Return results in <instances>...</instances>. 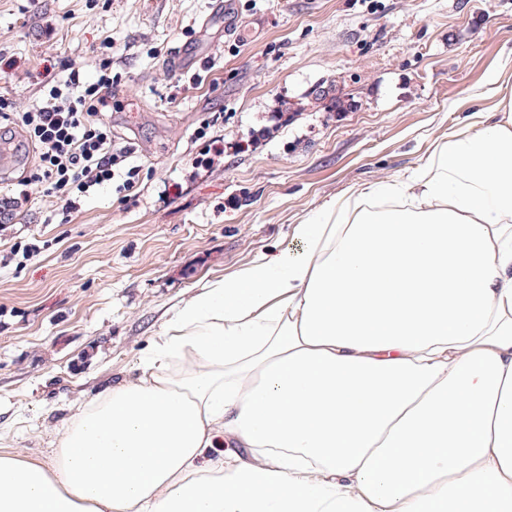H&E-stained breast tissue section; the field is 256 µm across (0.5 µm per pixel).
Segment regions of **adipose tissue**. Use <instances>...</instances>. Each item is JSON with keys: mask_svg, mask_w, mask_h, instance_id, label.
Masks as SVG:
<instances>
[{"mask_svg": "<svg viewBox=\"0 0 512 512\" xmlns=\"http://www.w3.org/2000/svg\"><path fill=\"white\" fill-rule=\"evenodd\" d=\"M177 310L0 512H512V100ZM232 441L252 449L216 462Z\"/></svg>", "mask_w": 512, "mask_h": 512, "instance_id": "adipose-tissue-1", "label": "adipose tissue"}]
</instances>
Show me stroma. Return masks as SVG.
<instances>
[{"label":"stroma","instance_id":"obj_1","mask_svg":"<svg viewBox=\"0 0 512 512\" xmlns=\"http://www.w3.org/2000/svg\"><path fill=\"white\" fill-rule=\"evenodd\" d=\"M0 0V92L41 101L43 70L96 80L112 57L109 117L146 177L136 204L92 196L70 223L36 194L0 235L45 241L0 269V452L49 462L63 423L134 378L182 303L292 235L349 188L407 177L469 113L512 94V0ZM185 50L197 71L175 69ZM498 71V87L486 83ZM355 101L339 112L316 87ZM224 154L190 174L207 113Z\"/></svg>","mask_w":512,"mask_h":512}]
</instances>
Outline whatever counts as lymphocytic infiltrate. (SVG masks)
I'll return each instance as SVG.
<instances>
[{
	"label": "lymphocytic infiltrate",
	"instance_id": "obj_1",
	"mask_svg": "<svg viewBox=\"0 0 512 512\" xmlns=\"http://www.w3.org/2000/svg\"><path fill=\"white\" fill-rule=\"evenodd\" d=\"M117 84L107 58L95 81H87L76 66L64 83L46 80L40 103L29 111H14L11 98L0 94V123L19 125L37 156L29 175L0 197L1 225L10 224L37 190L61 200L65 219L85 198L105 188H115L127 200L139 196L142 168L132 162L130 146L113 140L107 120L119 105Z\"/></svg>",
	"mask_w": 512,
	"mask_h": 512
}]
</instances>
